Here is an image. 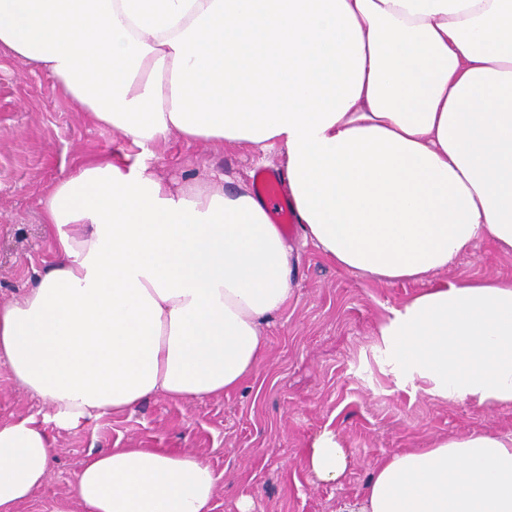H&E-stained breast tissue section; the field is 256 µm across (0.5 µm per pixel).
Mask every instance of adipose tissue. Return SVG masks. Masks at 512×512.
Listing matches in <instances>:
<instances>
[{
  "label": "adipose tissue",
  "instance_id": "obj_1",
  "mask_svg": "<svg viewBox=\"0 0 512 512\" xmlns=\"http://www.w3.org/2000/svg\"><path fill=\"white\" fill-rule=\"evenodd\" d=\"M0 48L141 150L55 182L49 257L0 303V364L45 408L0 419V512L43 486L56 431L238 389L292 299L263 199L166 182L145 159L169 137L281 148L302 238L339 269L393 284L480 240L512 252V0H0ZM378 334L425 393L512 404V279L424 289ZM303 465L338 484L349 453L326 429ZM220 480L192 453L114 448L53 512H213ZM347 512H512V432L397 450Z\"/></svg>",
  "mask_w": 512,
  "mask_h": 512
}]
</instances>
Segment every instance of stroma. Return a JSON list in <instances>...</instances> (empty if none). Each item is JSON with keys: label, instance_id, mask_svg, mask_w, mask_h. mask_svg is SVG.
<instances>
[{"label": "stroma", "instance_id": "35a3bbf8", "mask_svg": "<svg viewBox=\"0 0 512 512\" xmlns=\"http://www.w3.org/2000/svg\"><path fill=\"white\" fill-rule=\"evenodd\" d=\"M112 153L138 156L119 132L94 125L52 78L0 50V302L20 299L28 272L48 252L40 200L80 160ZM178 184L224 174L225 188L253 187L256 170L282 171L279 149L189 143L170 138L150 161ZM292 248L293 298L263 327L264 362L237 391L203 401L162 396L56 433L57 457L34 501L20 512H52L68 497L88 454L111 448L188 452L223 472L214 512H338L356 501L379 459L401 448L485 428L512 430V405L488 409L446 401L405 383L388 363L377 327L389 308L431 285L469 277L512 278V252L480 241L452 266L424 281L391 285L326 262L299 232ZM41 405L0 364V419ZM338 432L351 462L343 486L311 482L301 458L323 428Z\"/></svg>", "mask_w": 512, "mask_h": 512}]
</instances>
